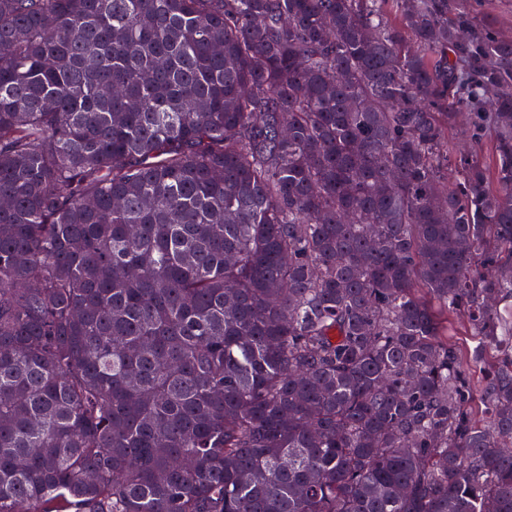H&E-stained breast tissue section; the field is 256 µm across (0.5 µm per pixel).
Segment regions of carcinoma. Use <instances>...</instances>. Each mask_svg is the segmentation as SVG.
Segmentation results:
<instances>
[{"mask_svg":"<svg viewBox=\"0 0 512 512\" xmlns=\"http://www.w3.org/2000/svg\"><path fill=\"white\" fill-rule=\"evenodd\" d=\"M0 512H512V40L0 0Z\"/></svg>","mask_w":512,"mask_h":512,"instance_id":"obj_1","label":"carcinoma"}]
</instances>
